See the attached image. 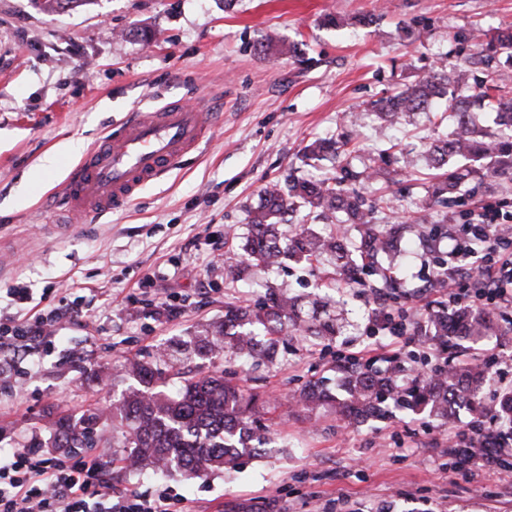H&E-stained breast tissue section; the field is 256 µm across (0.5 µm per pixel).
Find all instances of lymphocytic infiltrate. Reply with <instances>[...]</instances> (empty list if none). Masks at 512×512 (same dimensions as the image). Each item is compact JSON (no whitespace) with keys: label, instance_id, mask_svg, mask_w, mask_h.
<instances>
[{"label":"lymphocytic infiltrate","instance_id":"1","mask_svg":"<svg viewBox=\"0 0 512 512\" xmlns=\"http://www.w3.org/2000/svg\"><path fill=\"white\" fill-rule=\"evenodd\" d=\"M444 264L449 306L512 307V219L493 207L471 213L454 227ZM77 311L57 306L5 323L0 354L35 355L56 325L75 322ZM0 512H196L193 502L112 488V461L101 454L80 460L49 458L38 448L0 453Z\"/></svg>","mask_w":512,"mask_h":512}]
</instances>
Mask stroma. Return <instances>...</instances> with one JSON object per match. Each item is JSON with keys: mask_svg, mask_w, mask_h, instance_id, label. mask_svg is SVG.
<instances>
[{"mask_svg": "<svg viewBox=\"0 0 512 512\" xmlns=\"http://www.w3.org/2000/svg\"><path fill=\"white\" fill-rule=\"evenodd\" d=\"M339 24L323 25L325 14ZM512 26V0H88L48 12L35 0H0V310L9 291L30 289L43 309L66 305L62 325L35 359L17 361L0 382V448L49 442L69 410L93 409L127 389L126 359L155 354L202 323L224 318L229 301L261 302L268 287L324 292L321 269L289 264L226 288L238 264L248 213L261 186L329 172L305 166L313 136L340 132L348 112L365 118L350 144L368 156L390 145L422 153L450 131L436 112L389 124L368 105L413 83L439 57L464 65L469 82L499 83L498 62L470 63L472 35ZM298 44L314 67L258 51L259 43ZM187 99L216 115L211 140L144 186L127 208L85 223L59 204L77 162L118 126L133 102ZM54 155L45 170L40 161ZM375 219L412 218L425 195L421 172L386 186ZM493 206L512 216V176L472 185L448 205V221ZM449 240L417 248L405 261L402 307L421 310L424 266ZM357 326L317 347L284 339L273 362L245 372L236 361L193 357L180 371L218 370L259 395L258 419L270 449L233 475L185 482L112 468L115 489H168L199 512H512V473L494 463L459 466L448 430L406 412L357 427L330 411L290 404L312 379L335 378L336 353L375 359L420 351L419 341L369 334L375 305L356 289Z\"/></svg>", "mask_w": 512, "mask_h": 512, "instance_id": "stroma-1", "label": "stroma"}]
</instances>
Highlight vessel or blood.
Here are the masks:
<instances>
[{"label":"vessel or blood","instance_id":"obj_1","mask_svg":"<svg viewBox=\"0 0 512 512\" xmlns=\"http://www.w3.org/2000/svg\"><path fill=\"white\" fill-rule=\"evenodd\" d=\"M212 127V112L200 105L171 101L147 109L134 104L120 133L105 134L72 169L63 205L79 218L125 208L144 184L206 143Z\"/></svg>","mask_w":512,"mask_h":512}]
</instances>
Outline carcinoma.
<instances>
[{"mask_svg": "<svg viewBox=\"0 0 512 512\" xmlns=\"http://www.w3.org/2000/svg\"><path fill=\"white\" fill-rule=\"evenodd\" d=\"M474 60L498 57L512 66V28H498L491 34L475 36ZM467 75L458 65L445 59L415 83L372 105L380 119L390 124L401 116L433 109L435 101L447 98L451 131L425 151L429 169L426 208L446 207L453 195L475 179L512 174V97L502 86L475 84L468 92ZM489 103L496 111L495 127L478 125L473 108ZM346 132L315 138L304 148V163L329 158L338 161L331 177L316 181L294 179L271 181L260 189L261 202L250 213L241 264L226 273L228 286L241 280L244 269L279 268L289 262L297 265L329 263L331 288H358L365 285L362 275L378 259L429 240L432 227L419 215L399 224L375 222V205L368 197L348 188L359 183L373 187L380 179L399 175L417 167L409 153H396L389 147L362 163L353 165ZM298 207L317 212L325 224L337 229L320 235L311 229L288 224L286 215ZM338 301L318 293L293 295L288 289L270 290L259 306H224V322L192 337L187 344L201 357L224 354L237 358L248 368L273 359L279 340L288 335L296 339L325 340L341 332L342 312ZM416 335L430 346H448L454 361L445 372H417L406 376L404 360L398 354L383 358L385 368L373 360L344 356L336 361L337 389L321 382L305 385L292 395L296 405L308 410L329 406L336 416L350 425L369 420H384L396 409H406L448 425L453 431L462 418L473 426L491 417L497 427L472 438L467 448H448L457 465L498 457V463L512 468L508 454H497L495 444L512 438V387L499 390L493 400L486 397L491 371L484 364L459 359L468 349L484 346L493 338L505 339L508 330L499 326L492 310L470 307L448 311V304L434 303L420 314ZM157 355L149 360L134 359L124 364L135 381L110 413L116 424L112 435L97 428L103 413L67 412L55 422L52 448H65L78 455L89 448H123L122 461L132 471L149 468L170 476L203 479L217 470L231 471L244 457L265 451L267 431L255 425L258 396L216 372L180 378L175 394L166 391L168 380Z\"/></svg>", "mask_w": 512, "mask_h": 512, "instance_id": "obj_1", "label": "carcinoma"}]
</instances>
